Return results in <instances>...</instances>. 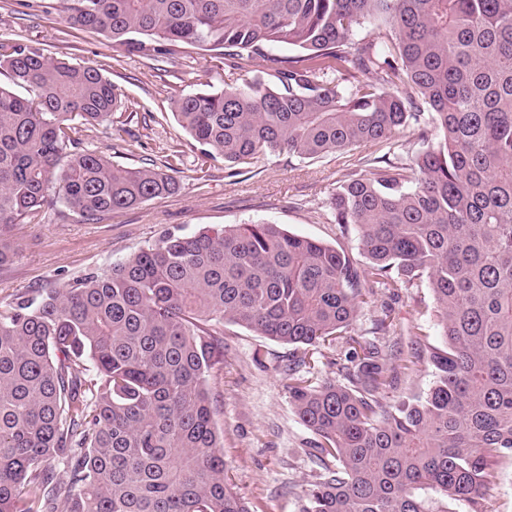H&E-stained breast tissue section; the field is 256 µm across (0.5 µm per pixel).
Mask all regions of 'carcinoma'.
<instances>
[{"label": "carcinoma", "mask_w": 512, "mask_h": 512, "mask_svg": "<svg viewBox=\"0 0 512 512\" xmlns=\"http://www.w3.org/2000/svg\"><path fill=\"white\" fill-rule=\"evenodd\" d=\"M72 27L127 56L193 47L237 86L179 94L173 115L229 168L283 152L354 160L330 198L366 268L276 224L166 236L107 274L88 273L0 311V512H249L224 464L207 376L220 326L313 349L346 345L347 383L314 385L309 351L288 398L315 436L317 481L299 512H450L512 459V0H56ZM384 21L376 38L360 36ZM285 53L279 54L277 50ZM266 76H248L255 58ZM0 264L6 230L50 185L94 217L178 188L169 161L130 168L76 147L116 86L93 64L0 44ZM407 163L357 157L407 129ZM430 289L441 343L408 355L353 324L366 281ZM425 391L413 386L422 361ZM403 373L407 393L382 397ZM440 494L429 507L421 492Z\"/></svg>", "instance_id": "obj_1"}]
</instances>
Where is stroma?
<instances>
[{
  "label": "stroma",
  "instance_id": "obj_1",
  "mask_svg": "<svg viewBox=\"0 0 512 512\" xmlns=\"http://www.w3.org/2000/svg\"><path fill=\"white\" fill-rule=\"evenodd\" d=\"M42 0H0V43L40 44L51 56L102 69L119 89L121 114L107 125L78 128V147L111 157L126 167L170 161L178 169L175 194L89 220L48 194L36 218L11 225L17 251L0 266V310L15 298L48 292L96 272H108L131 254L166 235H190L227 224L264 222L313 238L360 257L355 228L343 229L329 207L332 191L344 180L343 161L328 156L303 162L273 154L228 173L223 160L201 155L178 126L172 99L200 90L236 84L238 73L214 66L208 52L174 59L127 57L101 34L72 28L62 14H45ZM354 329L356 335L409 351L413 325L438 343L432 297L419 287L394 296L371 284ZM391 309L393 326L375 335L374 321ZM221 361L207 386L213 421L224 443V462L236 491L250 512H299L302 490L318 470L308 450L315 441L288 399L287 368L298 356L294 346L252 330L225 325Z\"/></svg>",
  "mask_w": 512,
  "mask_h": 512
}]
</instances>
